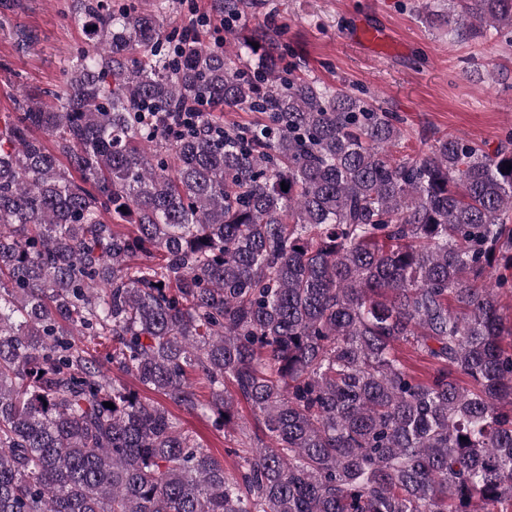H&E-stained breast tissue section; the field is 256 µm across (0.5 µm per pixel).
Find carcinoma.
Returning a JSON list of instances; mask_svg holds the SVG:
<instances>
[{
    "label": "carcinoma",
    "mask_w": 512,
    "mask_h": 512,
    "mask_svg": "<svg viewBox=\"0 0 512 512\" xmlns=\"http://www.w3.org/2000/svg\"><path fill=\"white\" fill-rule=\"evenodd\" d=\"M173 2L73 0L89 48L0 114V512H512V132L398 155L395 113L240 34L245 0L214 46ZM458 6L419 17L512 33V0ZM145 395L166 406L169 411L180 419L184 428L196 435V438L204 448H208L214 457L224 462V465L230 466L233 464V458L228 457L224 451V448H230L231 442L224 439V432L214 429L211 420L201 414H189L163 396L149 392L145 393Z\"/></svg>",
    "instance_id": "obj_1"
}]
</instances>
